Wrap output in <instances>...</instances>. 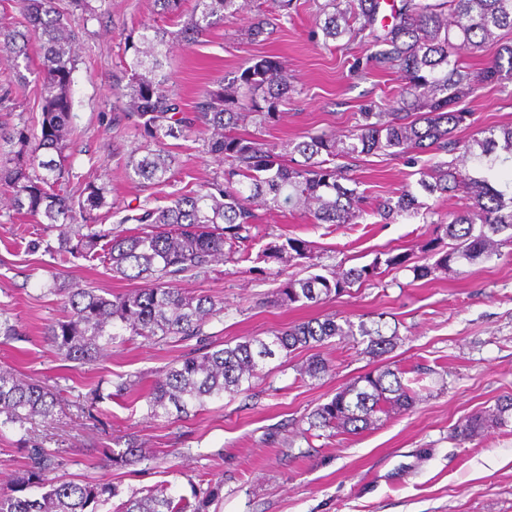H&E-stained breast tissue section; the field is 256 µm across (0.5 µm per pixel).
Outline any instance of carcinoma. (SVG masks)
Here are the masks:
<instances>
[{
    "label": "carcinoma",
    "mask_w": 512,
    "mask_h": 512,
    "mask_svg": "<svg viewBox=\"0 0 512 512\" xmlns=\"http://www.w3.org/2000/svg\"><path fill=\"white\" fill-rule=\"evenodd\" d=\"M154 2L158 14L179 29L144 25L127 38L128 82L120 89L125 102L115 119L134 128L146 154L131 151L125 166L152 185L166 183L176 164L166 140L200 132L206 153L222 170L198 191L173 194L163 206H142L139 213L125 216L123 222L139 224V231L130 235L94 228V211L112 207L103 188L90 183L70 187L63 152L70 134L77 36L56 0H16L20 22H0L4 61L17 68L19 60H28L33 37L41 51L40 134L30 133L25 125L0 131V139L12 146L0 160V184L10 189L12 207L36 224L59 228L56 244L45 248L53 265L76 256L96 257L112 272L145 283L106 297L75 284L61 286L52 278L47 294L61 297L64 315L45 325L43 335L72 368L94 361L104 345L117 341L203 335V327L223 307L208 295L182 292L174 281L207 273L226 254L249 260L241 244L250 238L252 226L261 223L259 206L298 210L315 224H362L371 213L385 222L419 214L421 203L410 188L367 210L366 196L347 185L351 178L346 166L336 164L338 159L352 162L377 155L415 165L427 152L453 156L420 169L417 185L441 198L464 193L471 204L436 223L435 237L428 242L435 260L412 267L417 280L453 273L458 264L487 262L499 255L500 245L512 242V186L502 189L496 181L498 167L512 163V125L486 129L480 137L456 135L470 116L461 103L476 86L512 78V0H399L390 4L389 22L380 17L382 0H325L319 7L325 39L348 37L364 52L354 58L353 69L398 73L404 86L396 100L367 106L360 113L361 123L348 133L314 131L296 143L272 142L258 133L276 124L280 107L297 88L295 77L271 56H258L206 87L189 108L170 86L166 65L171 43H199L254 0H193L189 10L184 9L186 0ZM296 10V0H276L272 19L258 9L248 37L255 41L268 34V28ZM494 43L496 55L480 68L460 55L462 49L476 54ZM42 149L56 157L40 158ZM269 251L286 253L292 260L310 255L306 242L290 237L270 245ZM409 261L408 253L389 250L369 265L343 269L330 279L321 274L290 276L276 297L288 306L318 303L370 280L382 265L398 270ZM335 337L363 344L365 353L379 359L400 341L399 327L380 313L357 324L334 316L313 318L233 346L205 343L163 371L145 396L149 415L187 417L226 392L250 390L260 368L276 355L288 357ZM328 371L326 360L314 355L301 366L300 375L317 379ZM405 375L389 363L357 377L314 408L307 417L309 429L356 434L375 425L382 414L411 410L419 393ZM60 402V391L0 367V431L23 430L35 417L49 418ZM511 425L512 394L503 395L457 426L455 438L470 442ZM135 452L100 449L107 461L120 466ZM58 467L59 457L50 450L36 444L25 449L24 466L12 489L0 493V512H101L119 495L108 483L48 478ZM214 495L213 489L194 490L189 498H175L160 488L142 497L130 495L118 512H208Z\"/></svg>",
    "instance_id": "1"
}]
</instances>
